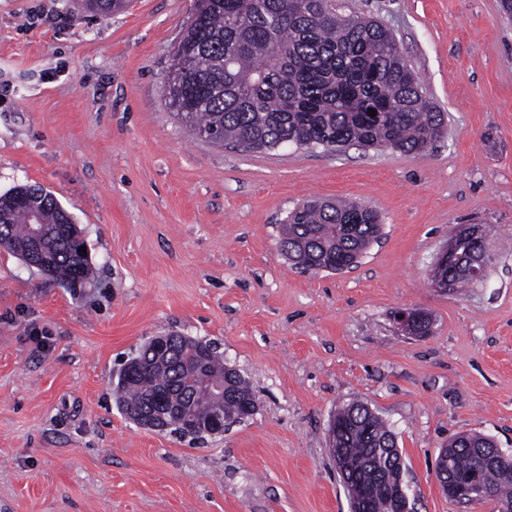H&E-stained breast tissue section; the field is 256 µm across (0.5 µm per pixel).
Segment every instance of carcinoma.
<instances>
[{"label": "carcinoma", "instance_id": "obj_1", "mask_svg": "<svg viewBox=\"0 0 512 512\" xmlns=\"http://www.w3.org/2000/svg\"><path fill=\"white\" fill-rule=\"evenodd\" d=\"M166 99L172 114L193 134L208 135L222 147L246 145L263 151L292 144L305 148H390L421 153L441 137L445 119L423 91L394 34L379 20L343 15L332 0H197L185 33L173 51ZM376 116H370L369 110ZM41 208L49 227L67 211L44 188L22 184L0 195V249L20 257L31 245L30 204ZM382 232L379 212L365 203L339 199L307 201L289 212L280 249L295 269H348ZM77 228L66 238H48L42 254L53 279L71 291L89 283V254ZM449 290L473 283L459 269H446ZM429 314L418 311L409 334L431 330ZM167 362L154 359L144 344L118 373L116 403L122 412L162 410L170 432L193 441L211 435L215 408L205 384L224 376V413L236 418L256 401L244 378L229 371L211 342L168 334ZM187 409L195 420L178 421ZM336 456L355 465L345 487L354 508L395 512L402 465L394 433L362 402L336 412ZM492 440L457 435L441 450L437 469L447 467L448 483L472 472L485 475L484 500L512 507V460L492 462Z\"/></svg>", "mask_w": 512, "mask_h": 512}]
</instances>
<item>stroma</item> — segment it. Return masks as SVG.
I'll return each mask as SVG.
<instances>
[{
  "mask_svg": "<svg viewBox=\"0 0 512 512\" xmlns=\"http://www.w3.org/2000/svg\"><path fill=\"white\" fill-rule=\"evenodd\" d=\"M336 4L394 34L445 115L431 148L213 146L165 101L196 0H0V194L50 191L96 271L74 296L0 250V512H351L328 427L357 400L396 435L411 512H499L448 499L436 463L464 432L512 455V22L498 0ZM314 197L379 211L357 266L281 254ZM460 224L487 225L492 262L445 292L429 273ZM171 332L217 345L251 417L191 442L118 411L117 371Z\"/></svg>",
  "mask_w": 512,
  "mask_h": 512,
  "instance_id": "35a3bbf8",
  "label": "stroma"
}]
</instances>
